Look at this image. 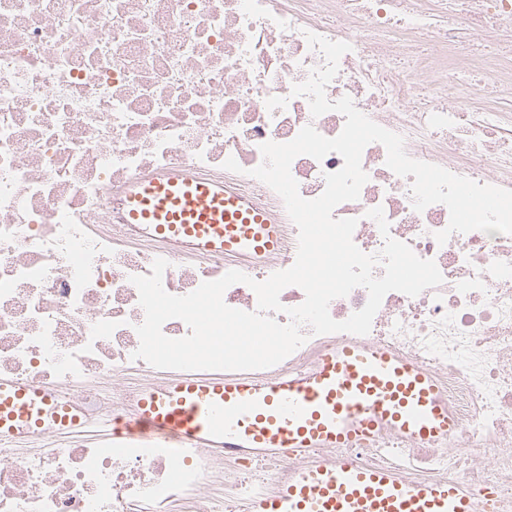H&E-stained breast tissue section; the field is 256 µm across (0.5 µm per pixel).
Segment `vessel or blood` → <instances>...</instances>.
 <instances>
[{
    "label": "vessel or blood",
    "instance_id": "1",
    "mask_svg": "<svg viewBox=\"0 0 512 512\" xmlns=\"http://www.w3.org/2000/svg\"><path fill=\"white\" fill-rule=\"evenodd\" d=\"M121 222L189 255L252 260L275 252L283 226L252 196L180 167L129 183ZM88 426L77 402L33 382L0 378V442L67 437ZM105 443H165L220 457L297 454L361 443L387 427L416 441L449 436L453 422L428 375L382 348L347 345L311 370L274 377L173 374L127 412L105 416ZM251 512H477L459 482H410L389 468L337 457L291 474Z\"/></svg>",
    "mask_w": 512,
    "mask_h": 512
}]
</instances>
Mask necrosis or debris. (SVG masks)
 Masks as SVG:
<instances>
[{
	"mask_svg": "<svg viewBox=\"0 0 512 512\" xmlns=\"http://www.w3.org/2000/svg\"><path fill=\"white\" fill-rule=\"evenodd\" d=\"M351 44L330 100L350 97L403 136L414 159L512 190V0H0V377L67 394L89 409L129 406L163 370L134 359L144 320L131 279L169 263L167 292L185 295L239 270L262 281L293 265L297 229L281 198L249 176L263 143L306 125L337 136L331 111L312 117L292 96L325 60L306 32ZM287 98L268 109L269 97ZM234 158L241 173L224 169ZM368 145L360 197L333 215L354 218L353 240L379 253L366 212L382 207L393 238L434 260L442 284L416 297L388 293L369 334L308 335L268 375L312 368L329 348L390 350L433 379L454 421L424 455L383 429L351 452L408 480L470 485L478 512H512V235L452 234L449 211H415L410 179ZM176 166L248 193L278 216L280 249L259 260L191 259L160 239L113 223L130 180ZM339 154L297 157L302 197L325 188ZM131 373V385L114 386ZM0 448V512H249L288 471L334 458L316 448L288 457L172 456L131 443L112 452L27 442Z\"/></svg>",
	"mask_w": 512,
	"mask_h": 512,
	"instance_id": "1",
	"label": "necrosis or debris"
}]
</instances>
